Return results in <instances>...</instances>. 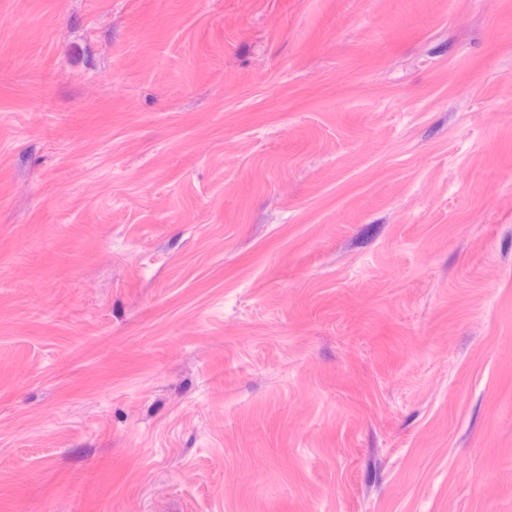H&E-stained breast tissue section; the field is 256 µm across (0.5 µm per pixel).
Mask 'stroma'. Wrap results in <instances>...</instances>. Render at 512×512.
Returning a JSON list of instances; mask_svg holds the SVG:
<instances>
[{
	"label": "stroma",
	"instance_id": "obj_1",
	"mask_svg": "<svg viewBox=\"0 0 512 512\" xmlns=\"http://www.w3.org/2000/svg\"><path fill=\"white\" fill-rule=\"evenodd\" d=\"M0 512H512V0H0Z\"/></svg>",
	"mask_w": 512,
	"mask_h": 512
}]
</instances>
